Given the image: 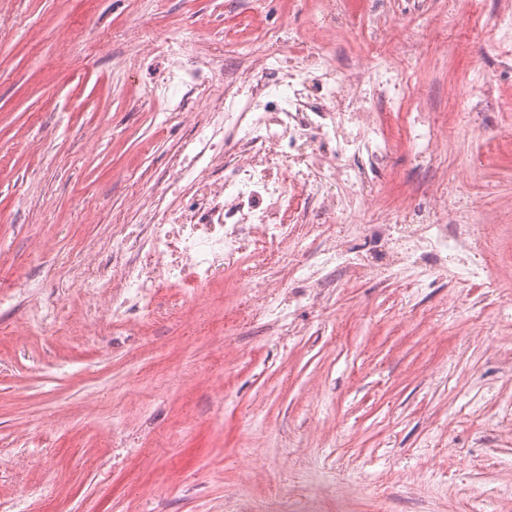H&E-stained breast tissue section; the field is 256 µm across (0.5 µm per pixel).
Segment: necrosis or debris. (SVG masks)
Segmentation results:
<instances>
[{"label":"necrosis or debris","instance_id":"1","mask_svg":"<svg viewBox=\"0 0 512 512\" xmlns=\"http://www.w3.org/2000/svg\"><path fill=\"white\" fill-rule=\"evenodd\" d=\"M245 51L260 62L259 71L236 76L250 85V96L225 94L223 111L210 123L208 163L176 174L189 180L196 209L179 216L162 209L148 223L132 225L113 246L111 265L96 267L85 280L93 301L114 313L148 310L168 289L210 286L251 257L274 253L288 261L302 225L357 224L374 211L372 196L360 190V164L383 165L393 146L369 115L408 96L403 67L347 68L330 43L299 37L287 45L268 30ZM228 127L242 132L229 153L223 150ZM447 211L444 204L411 203L371 234L377 245L391 247L395 269L430 256L423 269L433 278L442 260L485 238V225H447ZM315 268L319 288L327 269L357 278L371 270L365 259L333 245L321 250Z\"/></svg>","mask_w":512,"mask_h":512}]
</instances>
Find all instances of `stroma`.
I'll return each mask as SVG.
<instances>
[{
    "instance_id": "obj_1",
    "label": "stroma",
    "mask_w": 512,
    "mask_h": 512,
    "mask_svg": "<svg viewBox=\"0 0 512 512\" xmlns=\"http://www.w3.org/2000/svg\"><path fill=\"white\" fill-rule=\"evenodd\" d=\"M321 5L0 0L7 512H512V41H492L498 0H335L360 25L334 53L353 68L404 57L402 113L452 123L425 161L391 120L390 163L365 169L376 220L431 203L430 185L484 157L464 203L497 241L502 287L393 274L379 254L365 278L289 289L277 316L258 312L267 289L228 275L115 326L71 268L78 251L110 262L118 225L144 223L158 198L194 208L172 177L224 99L225 68L254 65L226 42L309 32ZM172 54L179 120L156 92ZM486 80L491 102L454 128L457 96L479 97ZM48 304L75 319L31 330L29 311Z\"/></svg>"
}]
</instances>
